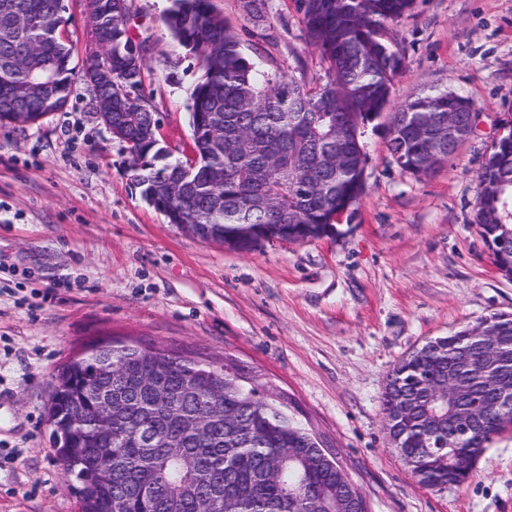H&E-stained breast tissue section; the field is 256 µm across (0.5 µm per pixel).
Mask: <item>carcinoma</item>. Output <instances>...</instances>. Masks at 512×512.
<instances>
[{
	"label": "carcinoma",
	"mask_w": 512,
	"mask_h": 512,
	"mask_svg": "<svg viewBox=\"0 0 512 512\" xmlns=\"http://www.w3.org/2000/svg\"><path fill=\"white\" fill-rule=\"evenodd\" d=\"M103 24L112 36V122L126 112L152 111L142 93L145 46L136 44L124 13L127 0H112ZM416 0H299L307 42L328 65L324 82L307 83L263 69L243 53L237 35L212 7V0H172L165 25L197 60L201 76L192 92L191 111L205 113L193 126L199 161H166L157 131L129 122L120 143L141 198L163 211L195 215L200 224H218L224 240L249 250L242 232L265 224H286L295 241L317 237L350 210L365 187L367 158L362 129L382 117L390 125L387 148L392 160L415 176L438 171L427 162L429 133L448 135L435 117L473 108L451 91L420 95L394 106L391 89L405 57L383 38L384 24L412 12ZM64 0H0V87L31 74L19 62L32 48L44 61H57L49 92L26 108V120L62 111L68 104L74 68L72 46L62 31ZM23 16L32 25L21 35L7 34V20ZM14 101L0 93V126L16 121ZM472 223L497 269L512 277V141L502 142L477 175ZM482 322L426 342L394 367L382 395L390 431L399 438L401 460L413 459L416 482L442 490L465 483V448H486L498 433L512 428V408L475 390L485 417L480 435L458 436L448 423V403L431 390L448 362L470 341L466 334ZM158 362L169 370L163 383L170 402L157 404L144 379ZM119 393L126 409L107 443L94 426L67 429L71 414L93 419L105 395ZM408 411L395 415L400 402ZM224 418L209 434H185V447L164 448L176 429L169 412L205 416L217 404ZM72 448L98 459L112 447L106 468L83 472L68 465L75 481L78 512H109L111 497L139 484L127 497L126 512H198L202 494L224 500L226 512H368L356 487L339 481L342 465L323 441L287 415L274 396L247 382L232 363L202 365L151 346L91 344L87 355L67 361L55 377L47 405Z\"/></svg>",
	"instance_id": "carcinoma-1"
}]
</instances>
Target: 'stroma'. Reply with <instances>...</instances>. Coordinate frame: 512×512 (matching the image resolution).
<instances>
[{
	"mask_svg": "<svg viewBox=\"0 0 512 512\" xmlns=\"http://www.w3.org/2000/svg\"><path fill=\"white\" fill-rule=\"evenodd\" d=\"M212 4L247 56L324 78L298 0H256L258 24L243 0ZM128 5L131 36L148 45L143 91L171 160H185L196 60L166 30L170 0ZM386 34L405 54L395 104L456 91L474 101L478 128L417 177L369 123L365 192L320 239L245 252L168 223L141 199L82 81L65 110L0 127V512H77L46 406L59 366L96 340L243 367L338 451L370 512H512V429L474 477L436 491L390 446L381 403L394 366L427 340L512 314V279L472 222L476 176L512 132V0H417Z\"/></svg>",
	"mask_w": 512,
	"mask_h": 512,
	"instance_id": "35a3bbf8",
	"label": "stroma"
}]
</instances>
